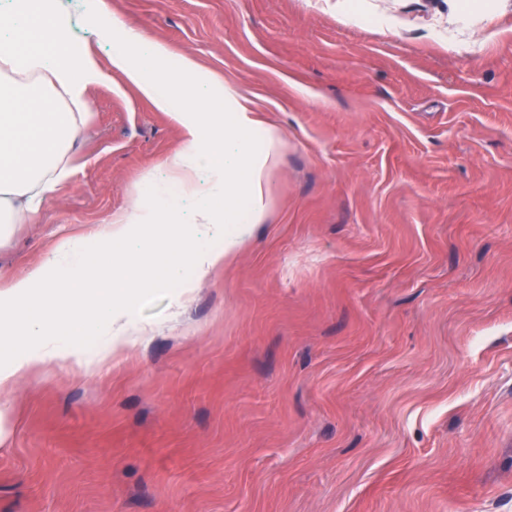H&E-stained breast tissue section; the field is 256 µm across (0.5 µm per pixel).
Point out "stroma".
<instances>
[{
    "label": "stroma",
    "instance_id": "1",
    "mask_svg": "<svg viewBox=\"0 0 512 512\" xmlns=\"http://www.w3.org/2000/svg\"><path fill=\"white\" fill-rule=\"evenodd\" d=\"M285 147L231 265L120 358L0 390V512H512V0H107ZM89 92L0 284L142 197L178 125Z\"/></svg>",
    "mask_w": 512,
    "mask_h": 512
}]
</instances>
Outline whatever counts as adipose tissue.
<instances>
[{"label": "adipose tissue", "mask_w": 512, "mask_h": 512, "mask_svg": "<svg viewBox=\"0 0 512 512\" xmlns=\"http://www.w3.org/2000/svg\"><path fill=\"white\" fill-rule=\"evenodd\" d=\"M0 29V246L18 224L35 221L45 199L74 174L70 151L87 115L88 90L109 74L181 129V146L162 164L165 178L146 179L152 193L113 214L96 238L104 245L141 242L136 266L113 265L81 240L0 290V334L23 328L28 339L0 363V388L47 361L82 363L81 340L100 332L101 360L121 355L141 330L135 306L147 287L191 294V279L230 264L264 222L271 183L284 149L280 130L255 116L247 96L190 55L116 19L105 0H88L82 17L110 53L108 67L72 44L73 21L55 0H11ZM176 242L180 262L154 271L150 240Z\"/></svg>", "instance_id": "obj_1"}]
</instances>
